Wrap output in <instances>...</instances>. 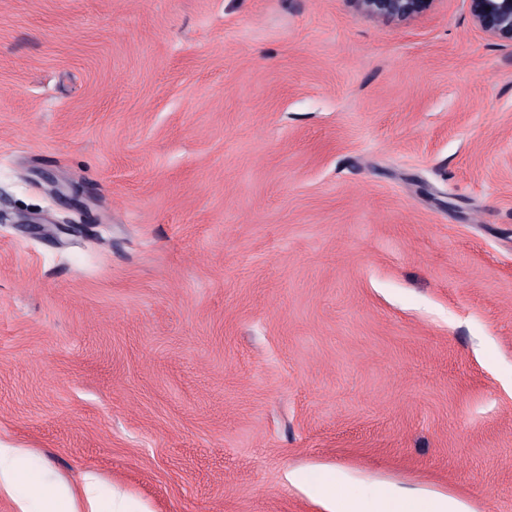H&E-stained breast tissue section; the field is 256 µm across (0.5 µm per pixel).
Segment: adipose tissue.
Listing matches in <instances>:
<instances>
[{"instance_id": "adipose-tissue-1", "label": "adipose tissue", "mask_w": 512, "mask_h": 512, "mask_svg": "<svg viewBox=\"0 0 512 512\" xmlns=\"http://www.w3.org/2000/svg\"><path fill=\"white\" fill-rule=\"evenodd\" d=\"M336 483L322 479L309 484L308 490L314 495L331 500L330 512H463L461 502L452 496H433L418 501H407L391 491L380 489L364 498H337Z\"/></svg>"}]
</instances>
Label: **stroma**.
Masks as SVG:
<instances>
[{
  "label": "stroma",
  "instance_id": "obj_1",
  "mask_svg": "<svg viewBox=\"0 0 512 512\" xmlns=\"http://www.w3.org/2000/svg\"><path fill=\"white\" fill-rule=\"evenodd\" d=\"M0 444V512H326L295 471L512 512V43L468 0H0ZM434 0H353L357 10L382 21H406L429 10ZM25 457L18 448H8L0 445V482H14L23 472ZM36 497L40 500L39 512H98L95 509L93 483H88L85 488L87 495V508L84 511L75 509V497L68 489H49L43 486L35 487Z\"/></svg>",
  "mask_w": 512,
  "mask_h": 512
}]
</instances>
